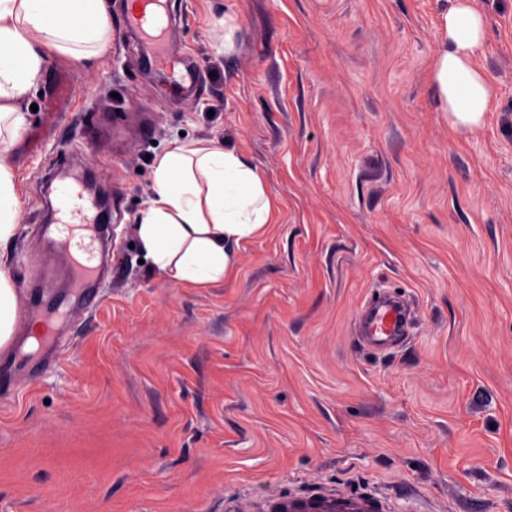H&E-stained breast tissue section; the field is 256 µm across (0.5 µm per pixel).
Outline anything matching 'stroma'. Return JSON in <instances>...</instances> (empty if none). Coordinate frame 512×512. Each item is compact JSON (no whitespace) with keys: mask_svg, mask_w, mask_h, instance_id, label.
<instances>
[{"mask_svg":"<svg viewBox=\"0 0 512 512\" xmlns=\"http://www.w3.org/2000/svg\"><path fill=\"white\" fill-rule=\"evenodd\" d=\"M469 3L491 86L472 127H451L431 77L457 0H177L192 95L144 68L124 0L103 56L48 57L4 158L8 265L23 282L46 215L30 202L63 167L115 187L112 250L60 363L0 400V512H248L316 486L512 512V0ZM58 71L74 89L52 101ZM183 138L238 148L274 205L205 288L134 245L153 159ZM377 291L411 313L386 352L356 334Z\"/></svg>","mask_w":512,"mask_h":512,"instance_id":"obj_1","label":"stroma"}]
</instances>
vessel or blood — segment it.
<instances>
[{
  "label": "vessel or blood",
  "instance_id": "obj_1",
  "mask_svg": "<svg viewBox=\"0 0 512 512\" xmlns=\"http://www.w3.org/2000/svg\"><path fill=\"white\" fill-rule=\"evenodd\" d=\"M167 0H134L125 16V28L137 33L149 46L152 61L167 58L169 25ZM56 218L52 228L53 246L39 255L28 271L36 283L21 311L22 336L15 349H22L32 332H40L46 346L37 358L15 360L16 369L31 377L60 360L65 333L100 301L98 283L103 263L100 259L109 239L99 227V205L85 193V174L71 170L62 175L56 188ZM63 269L70 291L52 289L53 274ZM409 322L406 305L390 295L367 300L358 315L360 341L375 350L393 347L405 335ZM258 512H390L386 499L370 492L334 494L328 491L290 493L263 501Z\"/></svg>",
  "mask_w": 512,
  "mask_h": 512
}]
</instances>
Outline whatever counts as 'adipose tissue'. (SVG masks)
I'll list each match as a JSON object with an SVG mask.
<instances>
[{"mask_svg": "<svg viewBox=\"0 0 512 512\" xmlns=\"http://www.w3.org/2000/svg\"><path fill=\"white\" fill-rule=\"evenodd\" d=\"M445 47L434 80L453 124L474 126L487 111L490 87L472 66L483 20L469 6L443 16ZM112 25L105 0H0V158L25 124L24 100L49 55L75 61L101 56ZM154 194L136 226L153 267L189 288L231 278L241 245L263 234L273 205L259 170L237 148L187 140L158 156ZM21 202L11 169L0 161V353L15 340L20 295L3 257L18 230Z\"/></svg>", "mask_w": 512, "mask_h": 512, "instance_id": "ef3b65f1", "label": "adipose tissue"}]
</instances>
